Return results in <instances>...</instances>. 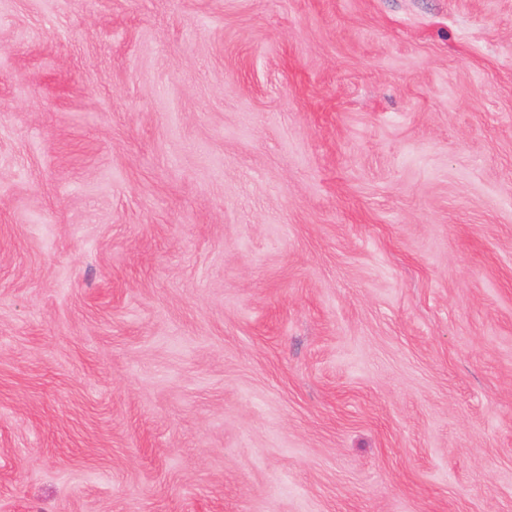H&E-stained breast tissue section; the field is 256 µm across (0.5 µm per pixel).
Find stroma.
Instances as JSON below:
<instances>
[{
    "instance_id": "obj_1",
    "label": "stroma",
    "mask_w": 512,
    "mask_h": 512,
    "mask_svg": "<svg viewBox=\"0 0 512 512\" xmlns=\"http://www.w3.org/2000/svg\"><path fill=\"white\" fill-rule=\"evenodd\" d=\"M0 512H512V0H0Z\"/></svg>"
}]
</instances>
